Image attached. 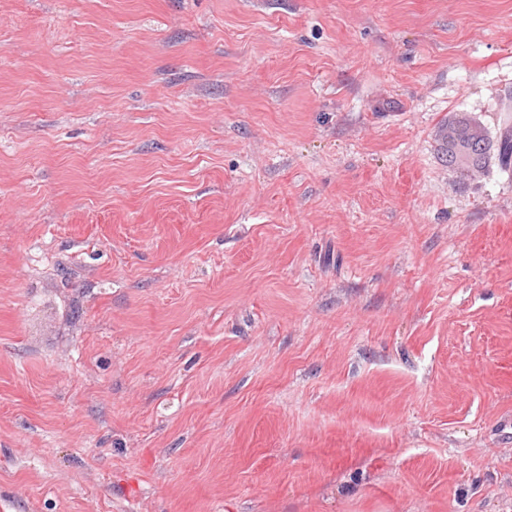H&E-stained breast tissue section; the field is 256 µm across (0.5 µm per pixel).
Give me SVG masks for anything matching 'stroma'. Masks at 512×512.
<instances>
[{
	"label": "stroma",
	"mask_w": 512,
	"mask_h": 512,
	"mask_svg": "<svg viewBox=\"0 0 512 512\" xmlns=\"http://www.w3.org/2000/svg\"><path fill=\"white\" fill-rule=\"evenodd\" d=\"M512 0H0V512H512Z\"/></svg>",
	"instance_id": "stroma-1"
}]
</instances>
